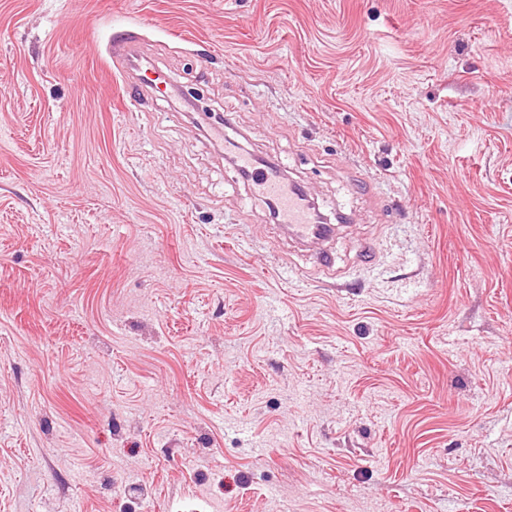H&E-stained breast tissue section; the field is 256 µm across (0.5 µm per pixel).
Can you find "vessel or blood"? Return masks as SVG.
I'll return each instance as SVG.
<instances>
[{
  "label": "vessel or blood",
  "mask_w": 512,
  "mask_h": 512,
  "mask_svg": "<svg viewBox=\"0 0 512 512\" xmlns=\"http://www.w3.org/2000/svg\"><path fill=\"white\" fill-rule=\"evenodd\" d=\"M215 135L223 139L224 150L232 155L239 171L250 177L255 192L269 203L275 221L299 243L312 248L319 267L332 270L334 261L325 253L323 244L333 234L334 227L317 222L303 189L285 178L278 167L259 164L251 152L225 137L223 129H216Z\"/></svg>",
  "instance_id": "1"
}]
</instances>
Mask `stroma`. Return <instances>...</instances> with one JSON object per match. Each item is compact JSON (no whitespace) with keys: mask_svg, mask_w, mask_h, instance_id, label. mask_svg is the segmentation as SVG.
<instances>
[{"mask_svg":"<svg viewBox=\"0 0 512 512\" xmlns=\"http://www.w3.org/2000/svg\"><path fill=\"white\" fill-rule=\"evenodd\" d=\"M0 512H512V0H0ZM215 135L224 140V150L233 156L239 171L246 173L255 192L272 208L274 219L299 243L313 248L316 263L330 272L334 261L320 247L334 232V226L319 224L314 209L303 189L285 178L276 166H260L255 156L235 140L224 137V127L215 129Z\"/></svg>","mask_w":512,"mask_h":512,"instance_id":"obj_1","label":"stroma"}]
</instances>
